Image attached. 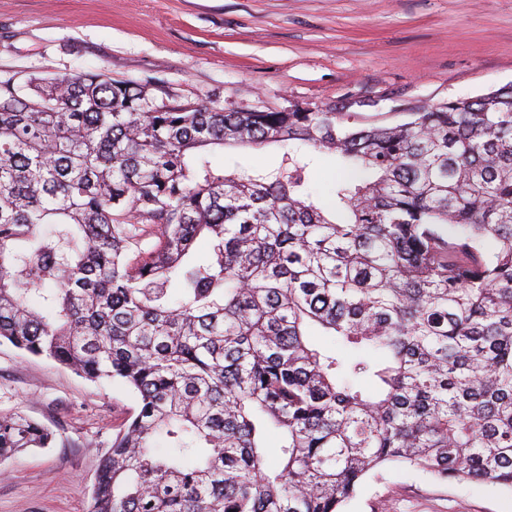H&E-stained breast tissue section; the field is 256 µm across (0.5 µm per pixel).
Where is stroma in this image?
Listing matches in <instances>:
<instances>
[{"mask_svg": "<svg viewBox=\"0 0 512 512\" xmlns=\"http://www.w3.org/2000/svg\"><path fill=\"white\" fill-rule=\"evenodd\" d=\"M101 71L170 101L226 109L345 105L360 123L512 83V0H0V81ZM279 148L215 164L272 171ZM136 407L0 342V413L56 433L0 472V512H88L98 457ZM342 512H512V490L404 464L367 477Z\"/></svg>", "mask_w": 512, "mask_h": 512, "instance_id": "35a3bbf8", "label": "stroma"}]
</instances>
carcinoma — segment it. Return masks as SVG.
<instances>
[{
	"instance_id": "1",
	"label": "carcinoma",
	"mask_w": 512,
	"mask_h": 512,
	"mask_svg": "<svg viewBox=\"0 0 512 512\" xmlns=\"http://www.w3.org/2000/svg\"><path fill=\"white\" fill-rule=\"evenodd\" d=\"M2 339L135 396L90 512H341L395 462L512 490V84L361 125L0 82ZM55 440L0 413V461ZM282 152L277 147H268L261 150H225L224 154H216L212 161L224 166L227 171L237 166L246 168H259L265 171H273L280 165ZM343 174V170L334 160L323 155L317 157L312 170V183L316 186L323 203H329V190L336 178Z\"/></svg>"
}]
</instances>
